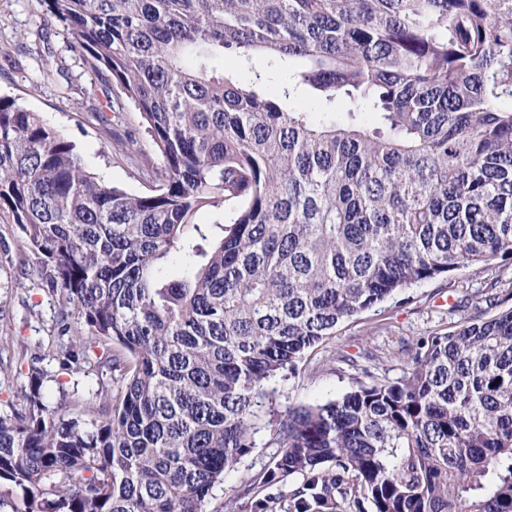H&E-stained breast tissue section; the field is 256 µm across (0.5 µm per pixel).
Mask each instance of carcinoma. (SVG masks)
I'll use <instances>...</instances> for the list:
<instances>
[{
  "label": "carcinoma",
  "instance_id": "cac0c4a2",
  "mask_svg": "<svg viewBox=\"0 0 512 512\" xmlns=\"http://www.w3.org/2000/svg\"><path fill=\"white\" fill-rule=\"evenodd\" d=\"M43 2L45 54L66 24L154 153L88 105L152 183L131 193L0 97V223L85 329L61 326L63 366L100 348L117 387L69 416L32 368L0 416L24 512H205L265 414L251 512L292 475L283 512H512V308L418 340L395 381L284 414L269 388L341 321L512 260V0ZM55 73L64 94L49 61L33 79ZM113 127L121 135L126 133L134 134L146 146L147 150L153 152L148 137L142 128L140 114L133 107L128 106L126 111L120 116L118 126L114 122L112 123Z\"/></svg>",
  "mask_w": 512,
  "mask_h": 512
}]
</instances>
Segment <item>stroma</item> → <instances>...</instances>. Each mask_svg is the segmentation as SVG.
Here are the masks:
<instances>
[{"mask_svg": "<svg viewBox=\"0 0 512 512\" xmlns=\"http://www.w3.org/2000/svg\"><path fill=\"white\" fill-rule=\"evenodd\" d=\"M43 10L42 0H0V96L38 112L44 123L75 144L90 172L128 191L147 192L148 183L129 167L102 130L85 121L87 104L107 108L115 89L104 68H92L86 57L69 50L73 36L63 24L54 25L51 42L70 72L74 86L70 99L60 98L52 82H33L41 47L36 21ZM493 280L504 298L499 309H511L512 263L497 261L480 270L456 271L403 289L387 302L340 323L334 336L307 353L294 374L276 381L280 410L343 395L362 379L366 368L390 381L400 378L407 368L401 344L454 330L473 314L464 305L466 298ZM62 324L59 295L44 282L37 257L25 247L15 225L0 223V415L26 405L35 368L45 373V402L60 412H69L78 399L96 405L111 402L115 386L110 376L93 367L79 372L62 367L58 351ZM343 355L357 358L358 368L341 364ZM277 454L271 432L261 429L254 448L215 489L206 512H221L241 479L267 470Z\"/></svg>", "mask_w": 512, "mask_h": 512, "instance_id": "stroma-1", "label": "stroma"}]
</instances>
